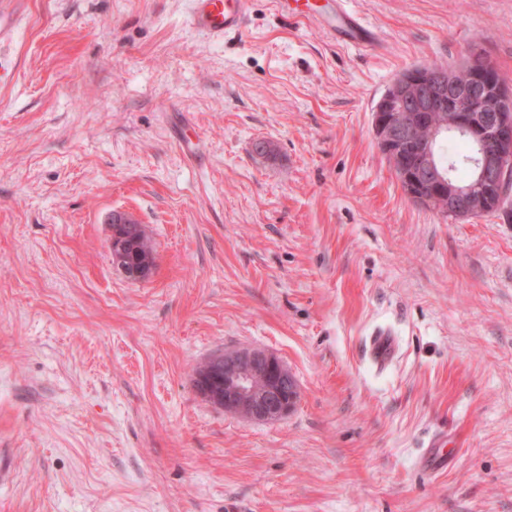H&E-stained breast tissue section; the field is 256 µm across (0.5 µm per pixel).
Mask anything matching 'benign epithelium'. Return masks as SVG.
I'll use <instances>...</instances> for the list:
<instances>
[{"mask_svg": "<svg viewBox=\"0 0 512 512\" xmlns=\"http://www.w3.org/2000/svg\"><path fill=\"white\" fill-rule=\"evenodd\" d=\"M477 54L448 69L407 70L377 102L373 135L403 192L413 201L454 219L495 209L512 190V81L487 67L473 70ZM449 132L477 148L471 174L461 181L439 167L436 142ZM113 267L140 281L150 260L132 255L129 236L112 230ZM196 389L224 412L272 423L295 408L299 389L288 366L261 348L226 350L209 358Z\"/></svg>", "mask_w": 512, "mask_h": 512, "instance_id": "7a95c632", "label": "benign epithelium"}]
</instances>
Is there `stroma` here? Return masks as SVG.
<instances>
[{
  "instance_id": "35a3bbf8",
  "label": "stroma",
  "mask_w": 512,
  "mask_h": 512,
  "mask_svg": "<svg viewBox=\"0 0 512 512\" xmlns=\"http://www.w3.org/2000/svg\"><path fill=\"white\" fill-rule=\"evenodd\" d=\"M191 7L27 0L0 45V512H512V196L442 217L372 133L411 67L512 80V0H353L373 49L275 0L221 39ZM117 213L145 280L112 266ZM242 347L295 376L288 417L197 392ZM114 224H132L135 233L131 235L132 240L137 248V254L151 255L155 260L154 249L141 226L126 214L121 213L116 216ZM112 224V227L114 226ZM117 226L112 230L110 239V253L113 267L121 271L129 280L141 281L148 273L150 268V259L142 260L139 256L132 255L129 248V236L125 233H119ZM387 331L375 332L370 341V356L378 365L384 364L390 357L392 341Z\"/></svg>"
}]
</instances>
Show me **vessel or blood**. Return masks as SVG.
<instances>
[{
  "mask_svg": "<svg viewBox=\"0 0 512 512\" xmlns=\"http://www.w3.org/2000/svg\"><path fill=\"white\" fill-rule=\"evenodd\" d=\"M283 15L303 14L315 26L343 43L366 47L375 32L351 7V0H332L329 8L300 9L297 0H277ZM248 0H193L191 21L197 28L221 37L240 31L247 18Z\"/></svg>",
  "mask_w": 512,
  "mask_h": 512,
  "instance_id": "obj_1",
  "label": "vessel or blood"
}]
</instances>
